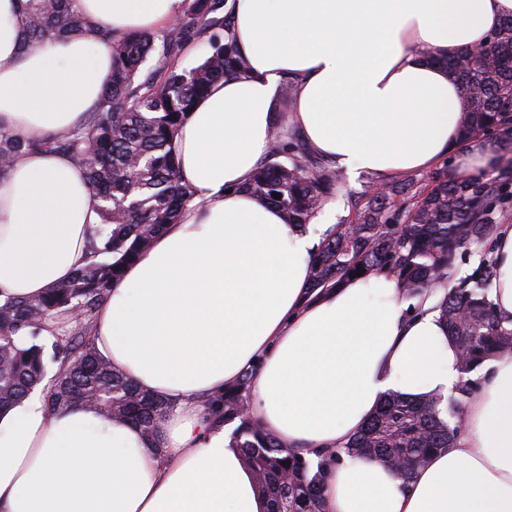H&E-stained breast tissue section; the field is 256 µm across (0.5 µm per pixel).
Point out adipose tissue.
Segmentation results:
<instances>
[{
  "instance_id": "ef3b65f1",
  "label": "adipose tissue",
  "mask_w": 512,
  "mask_h": 512,
  "mask_svg": "<svg viewBox=\"0 0 512 512\" xmlns=\"http://www.w3.org/2000/svg\"><path fill=\"white\" fill-rule=\"evenodd\" d=\"M184 0H73L117 35L172 25ZM22 0H0V130L65 137L111 76L94 35L22 50ZM512 0H234L245 75L213 85L177 146L194 196L126 268L94 316L91 342L169 409L156 435L89 403L51 411L42 390L0 412V512H267L211 400L251 372L248 414L282 446L336 450L391 393H447L461 379L462 437L410 481L380 462L331 467L324 512H512V355L461 375L436 304L404 298L392 274L311 286L326 224H285L247 192L271 149L277 93L294 80L290 122L350 177L377 184L457 155L493 167L496 141L462 139L460 83L435 53L487 42ZM99 216L83 168L19 154L0 181V302L33 297L90 256ZM492 299L512 328V224L501 225Z\"/></svg>"
}]
</instances>
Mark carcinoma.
I'll return each instance as SVG.
<instances>
[{
    "label": "carcinoma",
    "mask_w": 512,
    "mask_h": 512,
    "mask_svg": "<svg viewBox=\"0 0 512 512\" xmlns=\"http://www.w3.org/2000/svg\"><path fill=\"white\" fill-rule=\"evenodd\" d=\"M73 0H23L22 49L47 39L93 33L112 57V76L84 125L66 138L21 137L0 131V178L24 150L60 153L83 167L100 223L93 230L90 261L67 281L42 296L7 299L0 305V409L22 401L47 372L42 332L51 335L54 356L61 359L55 384L46 393L50 409L79 401L92 403L114 418L146 433L155 431L168 404L138 389L112 370L91 345L95 311L125 268L148 248L168 224L177 222L193 197L182 181L176 152L178 128L213 84L247 73L248 65L230 35L226 0H185L177 26L121 37L79 15ZM198 41L209 46L195 66L182 65L186 48ZM486 53L489 66L475 67L470 57ZM154 65H148L150 59ZM449 69L464 91L461 136L496 133L512 138V18L478 48L431 56ZM270 155L255 168L248 189L278 207L287 224H307L341 182L336 168L297 143L276 122ZM426 194L414 183L398 182L375 194L353 224H338L316 249L312 288L334 287L360 274H393L404 297L454 282L438 304L440 321L461 351V371L512 354V329L502 325L491 299L495 270L493 243L497 202L507 195L512 169L499 176H432ZM281 198H273V194ZM481 253L476 268L460 273L457 255ZM251 373H243L215 400L224 422L240 421L232 445L253 472L268 512H323L322 488L328 467L340 454H304L282 447L261 425L248 418L243 401ZM458 397L440 394L418 398L389 394L361 432L345 446L350 456L379 461L407 482L437 451L450 446L461 427V400L471 392L461 381Z\"/></svg>",
    "instance_id": "1"
}]
</instances>
